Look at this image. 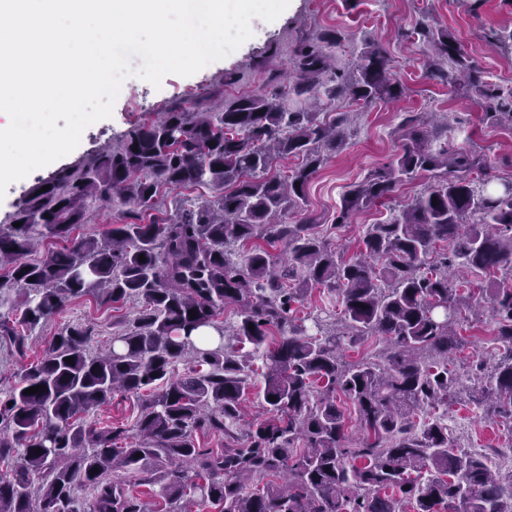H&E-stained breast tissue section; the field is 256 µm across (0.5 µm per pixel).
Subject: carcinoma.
Returning <instances> with one entry per match:
<instances>
[{
  "mask_svg": "<svg viewBox=\"0 0 512 512\" xmlns=\"http://www.w3.org/2000/svg\"><path fill=\"white\" fill-rule=\"evenodd\" d=\"M417 33L436 52L429 79L475 94L483 121L512 127V94L484 79L448 28L423 19ZM338 44L334 30L300 42L294 79L277 93L217 112L172 107L119 147L34 186L14 216L21 226L0 225V344L19 357L28 335L75 299L142 302L106 352H88L92 329L68 326L0 396V512H186L188 495L217 512H512V473L498 476L484 456L455 447L444 417L414 422L417 410L446 407L463 392L484 416L512 421V181L492 179L479 152L451 144L450 125L432 128L408 112L391 161L350 186L334 225L389 199L404 180L427 173L433 183L392 219L368 225L359 257H339L310 215L275 221L306 204L324 152L345 145L348 119L291 111L283 96L368 108L405 93L376 43L364 44L352 69L332 70ZM289 155L301 166L286 178L270 174ZM197 185L217 194L172 218L158 215L163 192ZM114 199L128 206L129 221L74 235ZM47 238L65 246L27 260ZM261 240L281 244V254ZM439 242L448 250L438 252ZM239 246L247 250L237 261ZM459 269L489 276L494 337L508 348L476 387L448 370L470 309L448 279ZM314 285L337 292L341 328L318 317L308 327L293 315ZM228 304L239 306L229 327L219 320ZM202 328L218 334L217 346L195 343ZM372 336L386 343L380 359L343 358ZM187 358L191 367L176 373ZM257 384L263 414L246 425L247 444L197 447L196 430L234 434L244 394ZM37 385L45 391L24 393ZM148 389L134 431L88 420L113 393ZM344 398L358 411L354 443ZM118 472L159 486L153 500L112 479ZM256 475L271 481L252 491ZM78 484L94 491L86 507L73 496Z\"/></svg>",
  "mask_w": 512,
  "mask_h": 512,
  "instance_id": "carcinoma-1",
  "label": "carcinoma"
}]
</instances>
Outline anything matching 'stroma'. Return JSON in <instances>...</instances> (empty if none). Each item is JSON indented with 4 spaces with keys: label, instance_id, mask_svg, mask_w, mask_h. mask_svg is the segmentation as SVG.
I'll list each match as a JSON object with an SVG mask.
<instances>
[{
    "label": "stroma",
    "instance_id": "1",
    "mask_svg": "<svg viewBox=\"0 0 512 512\" xmlns=\"http://www.w3.org/2000/svg\"><path fill=\"white\" fill-rule=\"evenodd\" d=\"M425 17L456 35L465 51L485 69L488 82L505 91L512 89V56L488 42L491 30L512 25V0H290L276 20L252 19L248 40L191 76L170 74L157 87L136 76L126 78L110 118L88 126L71 153L8 186L0 199V224L12 222L20 202L39 181L49 179L60 168L78 165L120 146L132 130L157 120L171 107L216 110L241 96L264 91L269 75L289 79L297 44L333 29L342 36L332 57L336 70L351 69L363 44L374 42L391 57L392 75L405 86L406 93L396 101L364 111L353 109L343 99L327 105L324 118L349 113L353 135L343 150L328 156L311 179L305 210H288L282 220L298 224L304 213H312L318 219L317 232L345 257H355L363 248L367 225L389 220L430 183L424 174L400 182L384 204L353 214L347 226L333 225L349 186L388 162L396 152L404 113L447 115L451 125L472 131L474 146L492 175L512 179V129L486 124L476 98L449 93L446 86L427 78L431 48L414 32L416 23ZM138 308L133 301L108 307L97 306L90 298L71 302L30 336L26 358L0 346V393L10 390L24 364L35 362L62 329L74 324L93 327L88 349L96 353L110 346L115 323L132 319ZM490 329L486 312L466 316L462 324L460 334L467 344L461 353L449 356L448 366L464 382L473 381L477 364L492 365L505 351ZM139 412L137 398L118 392L93 409L90 418L103 426L130 429ZM445 419L456 447L483 454L493 470L512 473V421L487 420L477 405L465 399L449 404Z\"/></svg>",
    "mask_w": 512,
    "mask_h": 512
}]
</instances>
